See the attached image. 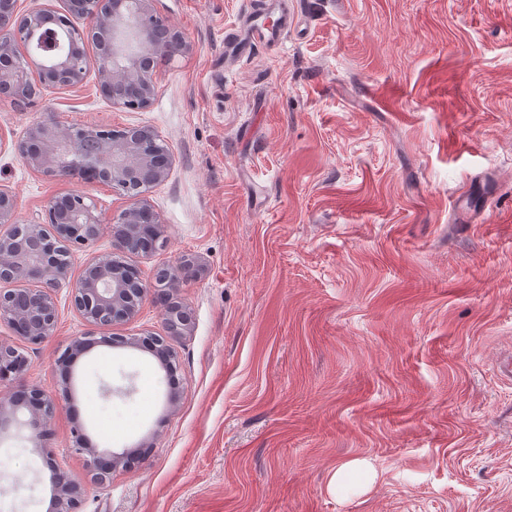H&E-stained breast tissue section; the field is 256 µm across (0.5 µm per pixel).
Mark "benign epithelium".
I'll use <instances>...</instances> for the list:
<instances>
[{"mask_svg":"<svg viewBox=\"0 0 512 512\" xmlns=\"http://www.w3.org/2000/svg\"><path fill=\"white\" fill-rule=\"evenodd\" d=\"M18 0H0V95L24 108L45 90L76 87L86 70L85 48L96 49L99 92L113 106L136 110L148 107L156 90V71L190 51V44L157 15L153 0H66L65 13L40 6L19 12ZM82 18L77 27L71 18ZM39 58V81L29 77V60ZM14 151L34 171L51 179L77 178L89 184L111 187L127 196L140 197L163 181L171 168V155L150 130L80 126L56 118L38 119L26 135L13 144ZM85 196L67 193L52 197L47 205L49 233L40 224L18 219L14 196L0 188V282L14 280L37 284L35 288L0 290V323L8 324L23 340L39 344L53 333L57 308L53 290L66 279L76 252L96 243L102 220ZM112 223L126 232L114 236L113 249L121 253L151 252L162 237L159 216L144 201L121 211ZM195 266L183 258L161 269L156 287L170 288L182 270ZM140 271L112 253L87 261L72 291V303L91 326H110L135 317L147 296ZM165 319L177 333L188 328L190 317L177 302L166 301ZM158 345V357L169 376H174V355L163 339L148 336ZM91 346L88 338H75L62 354L66 377ZM26 359L14 347L0 346V373L24 370ZM56 398L34 389L27 394L0 395V442L29 429L36 439L47 436L48 420ZM77 450L87 456L96 483L110 479L124 463L118 453L100 451L80 431H75ZM55 512H78L80 500L69 484L54 488Z\"/></svg>","mask_w":512,"mask_h":512,"instance_id":"obj_1","label":"benign epithelium"}]
</instances>
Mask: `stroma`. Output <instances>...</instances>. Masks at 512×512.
<instances>
[{
	"label": "stroma",
	"instance_id": "obj_1",
	"mask_svg": "<svg viewBox=\"0 0 512 512\" xmlns=\"http://www.w3.org/2000/svg\"><path fill=\"white\" fill-rule=\"evenodd\" d=\"M255 3L155 0L191 51L160 65L145 109L102 98L92 59L35 110L0 97V187L19 219L45 223L74 192L102 220L54 290L53 335L31 345L0 324L28 360L0 393L58 398L54 467L30 439L0 444V512H50L54 473L80 512H512V0H288L284 43L226 63ZM47 112L168 146L145 194L164 235L126 260L149 283L199 260L172 290L184 335L153 293L114 326L76 312L84 261L112 252L110 221L134 200L26 166L12 144ZM90 331L66 385L58 358ZM146 333L174 352L176 407L149 352L102 342ZM79 423L98 448L152 451L96 484ZM165 319L170 330L179 334L180 330L188 328L190 317L186 309L177 302H171L166 298Z\"/></svg>",
	"mask_w": 512,
	"mask_h": 512
}]
</instances>
